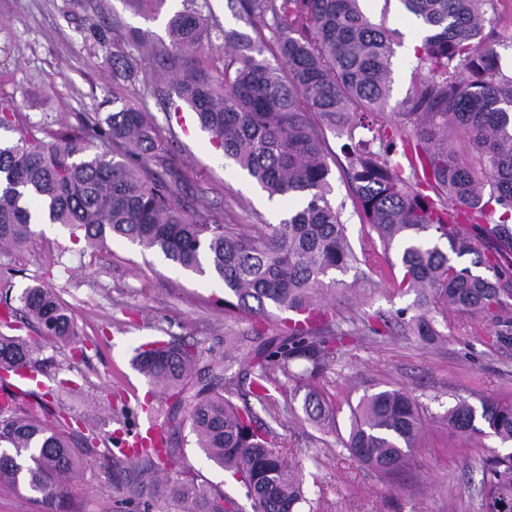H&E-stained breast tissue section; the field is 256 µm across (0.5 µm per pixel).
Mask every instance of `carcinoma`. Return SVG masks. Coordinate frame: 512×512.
Returning <instances> with one entry per match:
<instances>
[{
    "label": "carcinoma",
    "instance_id": "1",
    "mask_svg": "<svg viewBox=\"0 0 512 512\" xmlns=\"http://www.w3.org/2000/svg\"><path fill=\"white\" fill-rule=\"evenodd\" d=\"M188 2L168 23L173 62L200 52L207 19ZM398 2L423 33L417 58L427 77L395 115L387 105L398 33L372 24L360 0H228L254 34L224 33L219 77L201 64L175 75L180 99L224 157L269 198L296 200L277 224H238L228 213L201 221L176 205L184 176L151 113L130 104L102 121L86 116L51 142L33 126L0 143V254L20 249L45 215L91 247L121 237L183 271L210 273L224 284L226 310L261 313L269 304L294 314L284 335L251 353L239 404L224 396L233 361L216 371L194 346L173 340L138 350L135 368L170 401L159 443H142L122 466L112 462L117 492L142 512L162 501L183 512H241L234 498L190 475L171 441L186 425L209 461L239 477L253 512L310 504L302 474L288 463L270 389L282 376L306 383L349 337L381 333L367 314L345 319L349 330L331 329L336 314L323 299L339 284L336 271L364 266L372 285L416 292L419 312L399 317L418 336H440L439 322L463 316L474 334L487 324L498 343L512 345V74L496 50L512 39V0ZM132 40L137 54L113 51V88L140 71L145 92L164 94L145 35ZM16 111L13 99L0 98V130H15ZM328 131L342 141L354 207L368 227L358 249L329 198ZM471 254L492 276L457 266ZM17 300L15 307L5 298L4 325L20 314L56 342L81 343L51 289L31 285ZM41 349L34 339L0 335V371H42ZM303 409L317 425L334 412L313 390ZM478 418L512 444L511 404L487 401L478 412L460 401L447 413L456 433L475 430ZM420 429L412 396L379 391L352 410L341 446L386 475L407 462ZM83 443L79 455L48 425L19 416L14 401L1 402L0 485H23L59 512L68 480L107 456L91 438ZM482 473L484 512H512V452L486 459Z\"/></svg>",
    "mask_w": 512,
    "mask_h": 512
}]
</instances>
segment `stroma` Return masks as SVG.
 <instances>
[{
  "label": "stroma",
  "instance_id": "1",
  "mask_svg": "<svg viewBox=\"0 0 512 512\" xmlns=\"http://www.w3.org/2000/svg\"><path fill=\"white\" fill-rule=\"evenodd\" d=\"M185 0H164L157 15L138 13L129 0H0V94L16 100L19 127L58 131L78 125L94 112L107 115L114 103H132L151 113L169 153L187 175L176 202L191 208L205 195L212 211L228 212L240 224H276L290 204L268 199L256 182L225 158L199 125L182 128L167 123L162 99L143 93L141 83L112 91V51L134 52L133 32L154 42L166 40V24L183 10ZM214 26L203 35L204 57L212 68L224 62V35L248 34L252 26L232 11L227 0H196ZM374 23L399 31L401 44L393 59V91L389 109L401 111L413 84L425 75L415 48L422 34L403 14L397 0H363ZM123 28L112 33L113 19ZM106 28L99 39L92 23ZM20 251L0 255V290L19 296L30 285L53 289L74 318L85 355L70 347L46 345L41 357V387L16 392L0 380V402L13 399L26 413L60 431L75 429L111 445L119 425L148 426L164 421L167 402L133 365L141 345L171 338L194 344L203 359L233 360L240 372L248 353L273 336L283 312L266 314L225 310L221 281L176 270L163 255L143 251L124 240H108L101 249L73 241L59 224H36ZM334 288L328 305L337 317L378 314L393 321L402 309H414V292L373 287L361 272L348 271ZM337 409L327 426L307 420L295 382H286L275 397L280 407L278 431L288 445V460L305 478L318 512H481L482 465L506 445L490 434L456 436L445 420L458 400L473 407L486 401L512 404V346H498L490 333L468 335L461 322L425 341L406 327L394 325L391 336H363L311 380ZM410 392L422 408V437L412 449L408 470L390 478L358 465L339 441L349 433L351 406L364 394L385 389ZM200 479L234 497L244 512H253L244 486L208 462L190 429L173 438ZM112 463L99 460L76 479L69 512H136L118 502L112 485Z\"/></svg>",
  "mask_w": 512,
  "mask_h": 512
}]
</instances>
